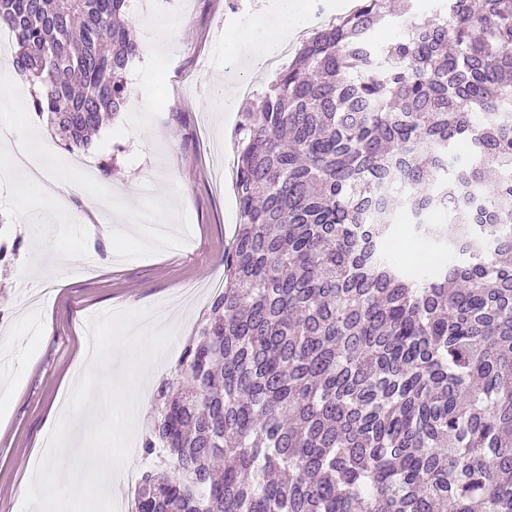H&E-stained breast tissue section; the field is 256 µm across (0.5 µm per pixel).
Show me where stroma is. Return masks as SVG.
<instances>
[{
	"instance_id": "35a3bbf8",
	"label": "stroma",
	"mask_w": 512,
	"mask_h": 512,
	"mask_svg": "<svg viewBox=\"0 0 512 512\" xmlns=\"http://www.w3.org/2000/svg\"><path fill=\"white\" fill-rule=\"evenodd\" d=\"M130 17L134 37L150 58L127 72L137 109H125L99 132L89 152L95 168L68 169L71 180H88L71 199L75 211L105 187L133 188L140 224L174 210L187 237L160 247L112 226L104 237L98 223H56L48 201L22 185H0V244L21 239L16 254L0 262V383L11 385L0 404V512H22L48 436L63 416L61 402L83 359L86 318L112 311L174 309L180 327L156 363L144 410L135 425L131 457L143 470L166 468L164 451L145 455L141 443L154 417L159 386L175 382L184 346L224 284V256L239 222L233 190V137L247 101L241 86L261 92L275 78L266 68L251 75L249 57L225 71L240 37L255 21L273 24L277 0H181L179 13L158 23L154 0ZM82 252L93 273L76 267L47 272L40 301L21 300L20 283L34 264L57 251ZM27 348V364L16 368L11 343Z\"/></svg>"
}]
</instances>
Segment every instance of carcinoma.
<instances>
[{"instance_id": "1", "label": "carcinoma", "mask_w": 512, "mask_h": 512, "mask_svg": "<svg viewBox=\"0 0 512 512\" xmlns=\"http://www.w3.org/2000/svg\"><path fill=\"white\" fill-rule=\"evenodd\" d=\"M420 8L360 0L241 113L224 291L158 391L142 448L174 467L132 512H512V0ZM0 26L86 150L127 104L129 0H0ZM401 215L445 243L430 276Z\"/></svg>"}]
</instances>
